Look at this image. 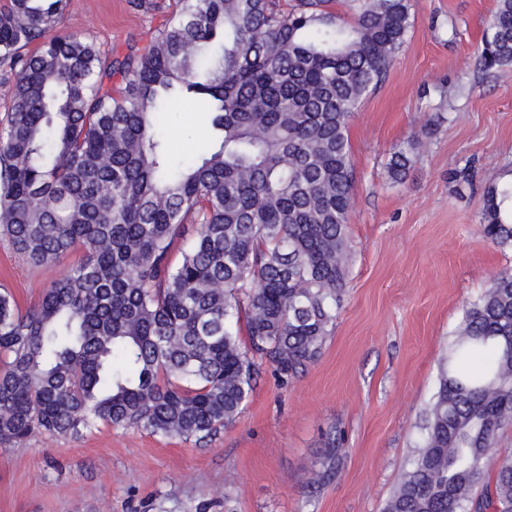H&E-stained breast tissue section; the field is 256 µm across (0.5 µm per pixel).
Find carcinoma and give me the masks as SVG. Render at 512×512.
Returning <instances> with one entry per match:
<instances>
[{
	"label": "carcinoma",
	"mask_w": 512,
	"mask_h": 512,
	"mask_svg": "<svg viewBox=\"0 0 512 512\" xmlns=\"http://www.w3.org/2000/svg\"><path fill=\"white\" fill-rule=\"evenodd\" d=\"M351 2L347 22L335 0H180L147 50L107 64L56 33L65 0L0 7V236L34 267L83 249L35 306L0 292V445L101 424L206 443L244 409L256 359L294 376L319 357L347 285L349 122L412 27L411 0ZM478 53L512 70V0ZM176 97L207 103L209 152L170 155ZM409 165L395 154L390 177ZM506 175L485 189L482 231L512 249ZM511 424L504 269L464 310L383 512H512V448L497 441Z\"/></svg>",
	"instance_id": "carcinoma-1"
}]
</instances>
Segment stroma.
I'll return each mask as SVG.
<instances>
[{"label": "stroma", "instance_id": "obj_1", "mask_svg": "<svg viewBox=\"0 0 512 512\" xmlns=\"http://www.w3.org/2000/svg\"><path fill=\"white\" fill-rule=\"evenodd\" d=\"M495 5L412 0L403 50L350 121L349 277L319 358L289 379L263 365L236 422L203 446L103 424L0 447V512H382L423 443L465 305L512 268V251L487 241L480 219L485 187L512 169V74L476 60ZM179 8L67 0L58 32L92 40L108 61L149 46ZM164 135L178 157L219 137L205 103L181 98ZM414 138L407 177L392 181L393 153ZM467 165L473 181L453 180ZM82 255L34 268L0 239V290L29 308ZM335 438L340 467L309 484Z\"/></svg>", "mask_w": 512, "mask_h": 512}]
</instances>
